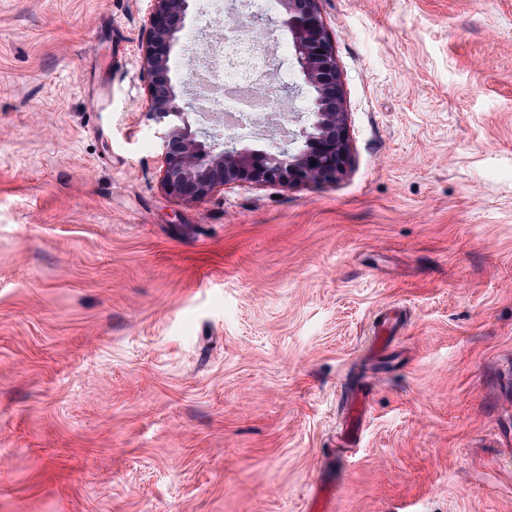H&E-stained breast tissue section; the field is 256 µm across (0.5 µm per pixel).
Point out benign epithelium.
I'll return each mask as SVG.
<instances>
[{
  "label": "benign epithelium",
  "instance_id": "obj_1",
  "mask_svg": "<svg viewBox=\"0 0 512 512\" xmlns=\"http://www.w3.org/2000/svg\"><path fill=\"white\" fill-rule=\"evenodd\" d=\"M151 2L144 26L145 112L159 126L161 183L169 194L197 202L238 183L289 188L332 182L343 174L350 159L347 112L334 44L319 0H278L295 64L311 90L304 111L292 113V121L299 123L292 133L297 144L292 152L233 146L219 150L208 132L192 129L188 103L170 79L172 53L189 15L190 0Z\"/></svg>",
  "mask_w": 512,
  "mask_h": 512
}]
</instances>
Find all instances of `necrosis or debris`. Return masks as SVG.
I'll return each instance as SVG.
<instances>
[{
	"label": "necrosis or debris",
	"mask_w": 512,
	"mask_h": 512,
	"mask_svg": "<svg viewBox=\"0 0 512 512\" xmlns=\"http://www.w3.org/2000/svg\"><path fill=\"white\" fill-rule=\"evenodd\" d=\"M235 15L217 41L190 38L189 50L200 59L190 81L201 111L214 113L224 131L253 137L288 121L287 113L275 108L283 87L270 79L281 44L254 29L246 9L237 8Z\"/></svg>",
	"instance_id": "obj_1"
}]
</instances>
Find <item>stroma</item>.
Masks as SVG:
<instances>
[{"mask_svg":"<svg viewBox=\"0 0 512 512\" xmlns=\"http://www.w3.org/2000/svg\"><path fill=\"white\" fill-rule=\"evenodd\" d=\"M149 9L0 0V512H512V0H322L346 174L198 203ZM364 403V399L358 397L349 408V414L345 420V423H343L341 426L340 437L338 439V443L343 449H347L353 446L355 437L354 422H358V420L361 418Z\"/></svg>","mask_w":512,"mask_h":512,"instance_id":"1","label":"stroma"}]
</instances>
